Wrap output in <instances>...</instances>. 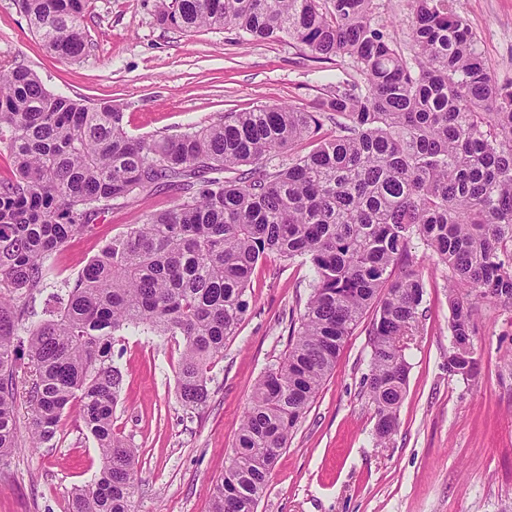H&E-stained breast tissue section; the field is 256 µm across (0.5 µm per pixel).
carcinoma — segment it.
I'll return each instance as SVG.
<instances>
[{"instance_id":"cac0c4a2","label":"carcinoma","mask_w":512,"mask_h":512,"mask_svg":"<svg viewBox=\"0 0 512 512\" xmlns=\"http://www.w3.org/2000/svg\"><path fill=\"white\" fill-rule=\"evenodd\" d=\"M411 63L375 22L374 0H161V23L191 32L289 37L314 55L349 58L343 79L310 108L230 112L158 140L127 134L110 102L49 92L0 64V463L19 448L17 383L27 385L32 448L54 444L76 408L100 467L70 512H132L138 449L113 427L122 384L116 337L132 328L181 336V404L209 399V373L235 334L260 260L309 265L311 293L296 339L255 386L210 512H257L294 429L336 368L345 339L371 321L367 394L374 440L396 432L406 389L405 339L425 282L409 244L448 269V374L468 376L476 301L512 300V84L501 85L453 0H411ZM51 54L79 60L87 0H19ZM335 128H325L328 113ZM298 143L310 150L270 166ZM161 186L176 204L106 243L28 322L18 300L46 287L47 259L99 214Z\"/></svg>"}]
</instances>
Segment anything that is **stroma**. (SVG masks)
Instances as JSON below:
<instances>
[{
	"instance_id": "obj_1",
	"label": "stroma",
	"mask_w": 512,
	"mask_h": 512,
	"mask_svg": "<svg viewBox=\"0 0 512 512\" xmlns=\"http://www.w3.org/2000/svg\"><path fill=\"white\" fill-rule=\"evenodd\" d=\"M389 38L410 52V0H375ZM158 0H92L83 24L89 51L77 61L50 54L16 0H0V63L35 72L45 88L87 103L112 101L129 135L147 140L205 126L230 112L305 105L337 78L346 58H314L289 38L248 41L235 32L160 25ZM498 82L512 81V0H454ZM178 193L154 188L113 205L90 230L53 254V281L75 278L105 240L170 209ZM419 331L388 447L372 441L375 418L364 378L369 319L343 344L336 368L283 449L258 512H512V300L482 302L475 317L477 366L448 372V272L425 265ZM310 270L260 261L248 308L210 372L203 409L181 405V337L127 331L112 347L123 372L114 427L138 449L133 512H210L211 489L232 455L253 389L288 350L293 321L310 295ZM66 413L53 447L22 448L0 465V512H69L72 488L89 483L98 450Z\"/></svg>"
}]
</instances>
